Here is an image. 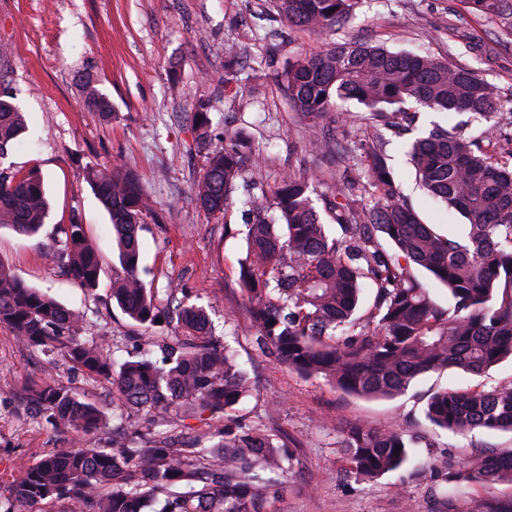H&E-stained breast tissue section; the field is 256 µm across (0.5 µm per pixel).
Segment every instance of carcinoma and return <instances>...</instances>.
Here are the masks:
<instances>
[{
	"instance_id": "cac0c4a2",
	"label": "carcinoma",
	"mask_w": 512,
	"mask_h": 512,
	"mask_svg": "<svg viewBox=\"0 0 512 512\" xmlns=\"http://www.w3.org/2000/svg\"><path fill=\"white\" fill-rule=\"evenodd\" d=\"M288 25L335 35L362 0H271ZM464 10L497 21L512 34V0H459ZM282 91L309 121L306 150L325 161L315 175L288 170L271 195L252 194V223L224 225L243 236L238 284L251 304L256 344L265 354L338 390L362 397L404 394L419 375L458 368L481 374L512 360V148L489 133L455 125L415 135L406 155L416 179L436 201L466 220L460 234L425 223L403 194L383 130L412 133L404 105L467 112L490 120L500 104L479 72L428 54L395 53L379 44L336 40L288 60ZM86 108L102 117L111 106L92 75L83 77ZM354 100L364 111L360 152L342 146L326 125L331 109ZM192 123L201 143L209 104ZM25 130V118L0 93V160ZM260 154L235 138L207 147L193 191L210 214L225 213L239 182L258 185ZM84 180L107 211L121 274L112 301L134 324L159 318L154 291L141 278L139 231L149 211L138 180L121 168L88 167ZM48 213L44 182L31 170H0V226L37 235ZM336 224L342 236L330 234ZM61 257L79 286L97 287L101 260L74 218ZM443 285L448 300L414 270ZM372 302L363 307L364 292ZM176 335L120 360L110 336H85L86 317L16 278L0 263V325L25 345L60 356L73 369L107 383L117 398L108 416L94 402L54 380L33 386L32 412L57 429L91 435L112 429V444L56 451L0 486V512H267L292 467L293 451L268 429L243 426L237 406L251 391L247 372L208 313L166 289ZM147 417L146 431L119 433L127 410ZM224 416L204 441L189 420ZM426 418L453 433L512 431V381L466 390L441 388ZM342 448L357 478L371 481L403 468L413 442L397 428L350 427ZM400 454H394V450ZM466 481L512 484V449L480 453L459 473Z\"/></svg>"
}]
</instances>
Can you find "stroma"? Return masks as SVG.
<instances>
[{"label":"stroma","instance_id":"obj_1","mask_svg":"<svg viewBox=\"0 0 512 512\" xmlns=\"http://www.w3.org/2000/svg\"><path fill=\"white\" fill-rule=\"evenodd\" d=\"M268 0H0V88L13 91L27 115L20 145L0 166L36 170L45 180L50 210L38 236L0 227V261L27 285L86 314V333L111 337L134 350L140 338L167 336L168 322L133 326L110 296L119 269L109 216L83 180L87 166L122 167L139 179L152 212L141 232L142 273L167 312V289L188 291L203 305L216 335L226 337L252 391L239 407L242 423L273 429L295 442V458L270 512H488L512 502V485L449 479L480 451L512 448L508 432L456 434L432 425L425 404L442 387L491 388L512 381L505 362L481 375L447 369L420 375L405 394L364 398L340 392L327 380L306 377L262 354L251 326L250 305L237 282L241 238L224 234L225 223L251 219L235 192L230 215H210L197 204L193 185L204 165L191 113L210 103L212 136L241 134L265 158L264 187L272 189L287 169L313 171L316 160L302 144L306 121L278 85L282 61L319 49L317 36L270 16ZM345 35L394 50L428 53L449 64L481 71L498 89L500 115L491 127L512 139L502 123L512 113V35L497 23L462 12L458 0H363ZM235 56L245 78L225 88L224 60ZM92 73L112 114L101 119L83 103L79 78ZM403 193L423 219L440 229L458 228V213L417 185L401 138L389 145ZM79 219L96 247L103 271L96 290L80 288L50 253L60 251L62 229ZM56 380L112 410L110 386L88 380L62 360L48 361L0 326V479L10 464H29L52 448L99 447L111 433L75 442L25 412V389ZM356 424L398 427L417 445L403 469L375 480L356 478L340 451Z\"/></svg>","mask_w":512,"mask_h":512}]
</instances>
